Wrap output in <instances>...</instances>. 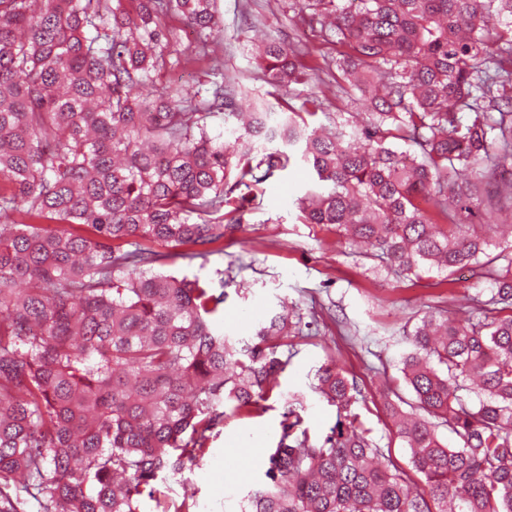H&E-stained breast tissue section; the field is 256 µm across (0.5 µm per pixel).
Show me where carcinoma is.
<instances>
[{
  "label": "carcinoma",
  "mask_w": 512,
  "mask_h": 512,
  "mask_svg": "<svg viewBox=\"0 0 512 512\" xmlns=\"http://www.w3.org/2000/svg\"><path fill=\"white\" fill-rule=\"evenodd\" d=\"M34 2L0 0V512H140L198 465L224 407L274 396L282 431L240 512H512V225L493 242L470 220L512 219V0H299L365 109L351 145L309 124L318 97L252 111L224 143L208 119L239 115L236 78L203 100L140 93L178 42L169 19L210 59L217 0ZM251 50L276 89L311 70L306 48ZM295 148L321 185L304 223L398 278L477 277L468 318L406 331L385 409L407 469L361 428L333 359L313 391L338 418L310 438L303 399L281 390L288 315L239 348L216 327L223 271L216 288L171 270L214 252Z\"/></svg>",
  "instance_id": "carcinoma-1"
}]
</instances>
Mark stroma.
I'll use <instances>...</instances> for the list:
<instances>
[{"label":"stroma","instance_id":"35a3bbf8","mask_svg":"<svg viewBox=\"0 0 512 512\" xmlns=\"http://www.w3.org/2000/svg\"><path fill=\"white\" fill-rule=\"evenodd\" d=\"M293 0H253L252 11L272 38L291 42L310 37L294 14ZM242 0H218L223 17L222 47L212 68L235 76L245 94L246 109L291 101L301 106L321 89L318 79L277 90L261 78L257 62L243 40L248 35L240 14ZM197 44L192 30H185L171 47L167 65L155 78L154 91L171 81L184 90L197 91L208 81L206 72L185 64ZM316 181L299 162L276 172L258 192L244 213V222L224 238L220 251L192 262H181L179 271L203 278L224 273V320L220 327L237 346H244L254 323L291 307L293 315L320 317L315 336L292 338L288 365L280 377L283 390L304 396V425L312 439L329 434L337 420L335 406L311 389L317 369L328 357L356 381L361 395L354 406L370 437L390 448L399 463L407 456L391 430L386 415L383 384L399 378V361L406 350L404 332L428 305L438 303L449 317H463L468 309V278L457 271L456 282L429 272L421 279H398L367 258L363 246L346 241L313 224L298 221L296 201ZM283 403L271 398L264 412L252 417H228L217 429L199 465L166 481L161 490L168 497L193 493L196 512H235L236 503L259 481L269 448L280 434Z\"/></svg>","mask_w":512,"mask_h":512}]
</instances>
